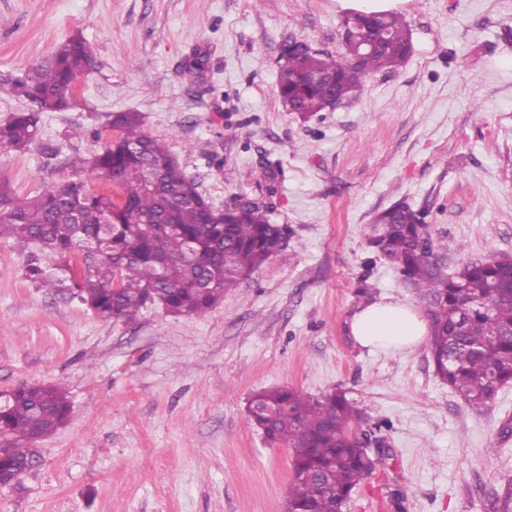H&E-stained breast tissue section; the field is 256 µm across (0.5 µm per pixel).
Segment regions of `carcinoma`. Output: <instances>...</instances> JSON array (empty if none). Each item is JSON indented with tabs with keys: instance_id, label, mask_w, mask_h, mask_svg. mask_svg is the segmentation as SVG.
<instances>
[{
	"instance_id": "obj_1",
	"label": "carcinoma",
	"mask_w": 512,
	"mask_h": 512,
	"mask_svg": "<svg viewBox=\"0 0 512 512\" xmlns=\"http://www.w3.org/2000/svg\"><path fill=\"white\" fill-rule=\"evenodd\" d=\"M343 27L339 55L286 50L279 56L278 93L290 111L310 115L356 97L363 77L400 66L412 49L408 25L393 12H376L363 26L348 14ZM89 63L88 46L73 35L32 73L12 79L30 107L0 123V151L30 150L41 115L72 106L69 88ZM109 123L120 138L74 166L112 179L119 194L72 182L22 200L0 182V240L28 251L31 282L79 299L103 320L130 322L148 306L203 316L281 250L288 225L274 223L263 201L214 207L164 141L144 130L140 113L113 112ZM421 215L406 202L394 206L373 225L370 245L428 304L435 374L481 411L512 383V299L504 288L512 278V255L445 274L433 255L448 244L434 243ZM248 409L250 423L267 440L293 452L286 512H347L356 487L382 464L364 456L363 446H389V427L364 423L343 391L313 398L273 387L253 393ZM69 414L62 386L22 385L0 398V437L17 447L54 433ZM37 462L26 448L0 456V473Z\"/></svg>"
}]
</instances>
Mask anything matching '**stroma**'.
Returning <instances> with one entry per match:
<instances>
[{"mask_svg": "<svg viewBox=\"0 0 512 512\" xmlns=\"http://www.w3.org/2000/svg\"><path fill=\"white\" fill-rule=\"evenodd\" d=\"M397 12L407 61L304 119L278 95L277 60L293 41L341 53L338 0H0V123L26 106L8 78L75 34L92 53L36 147L0 152L19 198L69 182L115 194L69 159L101 152L119 136L110 113L135 110L214 206L268 197L288 227L286 248L207 314L152 307L132 323L36 287L0 241V393L58 384L71 404L37 467L0 488V512H285L291 454L247 416L253 392L279 386L345 391L389 424L386 461L348 512H494L512 482V385L471 410L427 342L363 347L350 322L383 299L428 314L368 244L397 201L449 243L445 272L512 254V0H401Z\"/></svg>", "mask_w": 512, "mask_h": 512, "instance_id": "obj_1", "label": "stroma"}]
</instances>
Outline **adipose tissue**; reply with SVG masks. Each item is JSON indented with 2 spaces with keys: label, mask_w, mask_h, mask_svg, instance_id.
I'll use <instances>...</instances> for the list:
<instances>
[{
  "label": "adipose tissue",
  "mask_w": 512,
  "mask_h": 512,
  "mask_svg": "<svg viewBox=\"0 0 512 512\" xmlns=\"http://www.w3.org/2000/svg\"><path fill=\"white\" fill-rule=\"evenodd\" d=\"M350 330L360 345L397 350L418 345L427 326L411 306L379 301L359 309L352 317Z\"/></svg>",
  "instance_id": "obj_1"
}]
</instances>
